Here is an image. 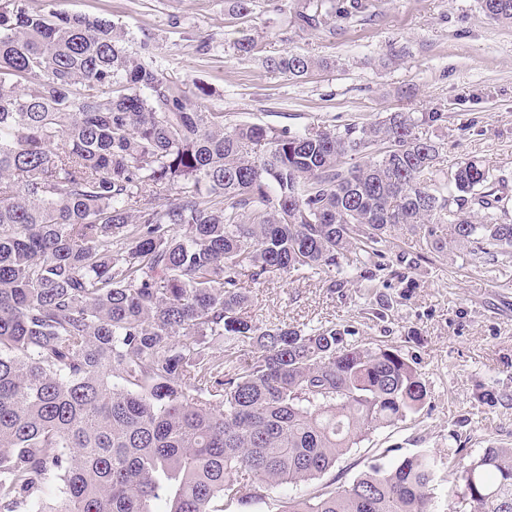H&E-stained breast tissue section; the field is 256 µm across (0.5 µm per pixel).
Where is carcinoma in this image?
<instances>
[{
    "label": "carcinoma",
    "mask_w": 512,
    "mask_h": 512,
    "mask_svg": "<svg viewBox=\"0 0 512 512\" xmlns=\"http://www.w3.org/2000/svg\"><path fill=\"white\" fill-rule=\"evenodd\" d=\"M480 4L512 23V0ZM360 9L297 19L325 30ZM128 42L57 0H0V512H226L318 479L419 411L426 384L349 329L245 317L239 276L344 261L373 280L396 227L512 259L495 169L464 158L432 182L441 147L418 128L443 113L229 128ZM266 65L298 79L317 63ZM436 469L427 454L373 463L282 512H431ZM461 481L459 512H512V447Z\"/></svg>",
    "instance_id": "carcinoma-1"
}]
</instances>
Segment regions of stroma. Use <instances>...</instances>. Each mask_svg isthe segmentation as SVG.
Segmentation results:
<instances>
[{"instance_id": "35a3bbf8", "label": "stroma", "mask_w": 512, "mask_h": 512, "mask_svg": "<svg viewBox=\"0 0 512 512\" xmlns=\"http://www.w3.org/2000/svg\"><path fill=\"white\" fill-rule=\"evenodd\" d=\"M299 0H255L237 16L228 0H64L63 9L122 24L129 48L164 70L185 95L212 89L204 104L225 126L260 124L304 130L370 123L392 112H442L421 126L439 143L435 174L476 158L509 180L512 212V24L488 19L478 0H362L335 33L301 29ZM253 38L259 51L235 55ZM291 51L320 61L299 79L269 71L265 57ZM387 268L367 284L359 270L251 280L247 316L295 327L336 323L364 346L387 345L413 360L428 390L424 408L378 429L313 483L346 486L369 464L416 453L452 458L441 466L433 512H452L461 463L490 443L512 446V261L474 260L448 242L433 251L396 228L380 245ZM495 384L502 400L477 402Z\"/></svg>"}]
</instances>
